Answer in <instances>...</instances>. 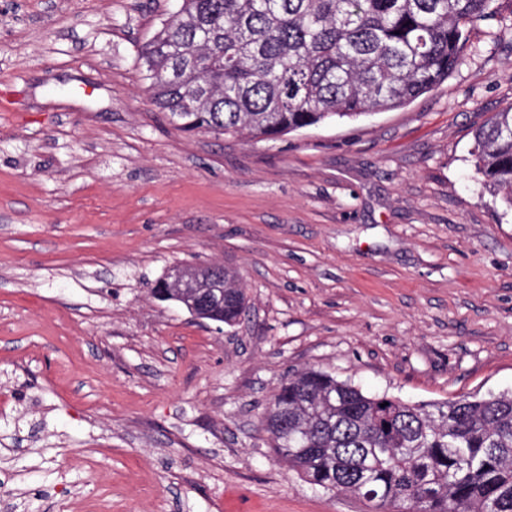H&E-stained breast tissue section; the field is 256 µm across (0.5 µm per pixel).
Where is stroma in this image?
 Here are the masks:
<instances>
[{"mask_svg":"<svg viewBox=\"0 0 512 512\" xmlns=\"http://www.w3.org/2000/svg\"><path fill=\"white\" fill-rule=\"evenodd\" d=\"M178 0H0V512H369L262 418L323 369L412 403L512 391V211L474 134L512 106V0L408 105L275 139L177 130L141 54ZM235 271L200 320L154 287ZM227 274L225 288L234 294L233 299H224V267L220 264L201 268L174 266L169 270L167 280L159 284L155 295L159 298L168 297L167 288H176L177 301L197 319H206L203 311L212 304L220 305L211 310L213 321L231 326L246 309V295L236 283L235 276L228 271Z\"/></svg>","mask_w":512,"mask_h":512,"instance_id":"1","label":"stroma"}]
</instances>
